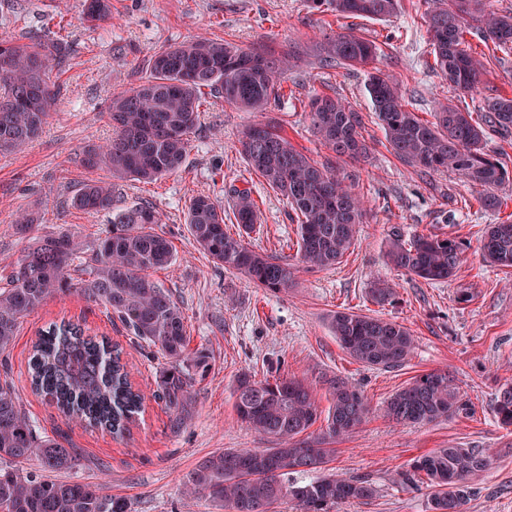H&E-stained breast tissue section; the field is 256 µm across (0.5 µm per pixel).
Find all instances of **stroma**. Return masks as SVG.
Listing matches in <instances>:
<instances>
[{
    "label": "stroma",
    "instance_id": "1",
    "mask_svg": "<svg viewBox=\"0 0 512 512\" xmlns=\"http://www.w3.org/2000/svg\"><path fill=\"white\" fill-rule=\"evenodd\" d=\"M83 3L0 0V36L23 43L60 37L69 47L65 62L52 70L61 94L43 134L20 151L0 154V281L26 245L14 230L23 212H37L38 234L63 229L85 249L94 248L111 215L76 210L68 198L87 182L113 179L107 168H88L80 159L88 147L111 139L113 96L143 81L156 51L203 36L277 55L288 52L292 58L285 98L256 112L205 98L179 171L149 184L116 182L117 208L148 202L161 213L159 230L172 242L176 259L151 278L182 308L190 349L208 356V371L193 386L195 415L182 430L171 432L167 410L152 396L165 358L132 341L104 307L78 295L52 298L21 324L0 381L11 383L40 432L77 451L80 465L66 472V479L104 485L107 494L128 502L130 512H224L209 500L188 496L185 481L213 453L269 445L237 420L231 396L236 377L244 372L258 380L338 375L362 390L371 412L337 441L333 465L338 472L367 477L378 493L369 501L338 504L333 512H426L425 490L396 484V474L414 458L451 445L486 448L492 455L489 467L470 480L466 512H512V426H503L494 412L498 390L512 383V268L487 264L481 253L486 226L512 215V182L498 188L507 205L493 213L479 208L475 189L458 173L424 174L400 162L365 96V68L326 64L323 45L339 32L373 41L379 49L376 67L396 79L407 109L425 120L448 100L474 112L485 96L512 97V50L466 34L467 46L485 53L488 64L478 90L462 93L432 67L425 0H400L397 12L383 20L336 15L327 0H112L111 20L94 25L84 21ZM318 94L341 97L359 112L368 146L365 158L343 165L348 185L366 202L364 222L342 263L323 270L300 263L296 215L250 171L239 143L245 128L268 125L315 161H326L331 153L308 118ZM234 184L249 185L258 206L247 244L295 268L286 290L259 288L224 270L198 249L189 232L185 217L199 195L222 206L227 228L236 230L229 193ZM428 232L462 242L463 263L452 280L432 284L387 264L385 246L392 234L407 239ZM377 278L395 284L392 303L370 301L368 288ZM339 311L402 323L416 339L411 356L394 368L357 362L330 332V318ZM64 320L123 346L131 381L146 396L129 434L118 437L68 421L32 392L27 366L32 344L38 331ZM432 370L449 373L473 413L407 425L387 417L389 397L413 376Z\"/></svg>",
    "mask_w": 512,
    "mask_h": 512
}]
</instances>
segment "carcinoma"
Wrapping results in <instances>:
<instances>
[{"label": "carcinoma", "mask_w": 512, "mask_h": 512, "mask_svg": "<svg viewBox=\"0 0 512 512\" xmlns=\"http://www.w3.org/2000/svg\"><path fill=\"white\" fill-rule=\"evenodd\" d=\"M338 15L382 20L391 16L397 0H328ZM112 18L111 0H85L88 23ZM427 33L434 64L448 85L460 92L476 90L486 57L463 47V28L485 42L512 49V12L486 8V0H440L426 12ZM330 61L371 67L364 85L386 142L404 164L426 172L463 175L478 191L480 207L496 211L501 199L495 189L509 179L501 161L484 150L486 129L472 113L448 103L425 123L409 111L396 81L373 67L378 47L367 38L338 33L324 46ZM67 55L54 40L18 43L0 37V153L15 150L42 131L57 98L49 82L52 67ZM291 55L245 49L196 37L163 48L149 59V77L112 98L109 119L115 134L103 146L84 154L91 167L104 165L112 177L150 182L178 171L200 121L202 89L245 110H258L280 97ZM482 111L494 130L512 133V98H484ZM309 117L314 133L338 160L366 153L361 118L341 98L319 95L311 100ZM241 153L251 170L285 197L298 217V255L309 268L341 262L363 223L365 208L346 185L348 176L326 162L318 164L287 137L268 126H252L240 139ZM234 214L240 230H224V210L208 197L195 198L186 223L197 246L229 271L246 274L272 292L288 287L293 271L288 263L250 248L244 236L257 221L256 203L247 187L232 186ZM115 184L93 181L70 198V206L88 213L112 215L104 237L90 259L67 231L31 239L9 266L7 284L0 286V354L12 346L19 325L48 299L76 293L104 306L136 340L155 348L167 365L155 378L154 398L170 415V429L180 430L195 409L192 383L208 371L202 350L187 352L184 314L170 292L150 274L172 264L175 249L156 232L161 216L155 207L114 209ZM482 251L498 267L512 268V221L488 225ZM462 243L436 234L409 240L395 234L386 250L388 262L409 275L431 283L452 278L462 262ZM396 292L376 282L369 297L391 303ZM330 328L342 348L371 368L404 364L414 337L392 320L352 312L332 316ZM122 350L109 339L86 334L79 324H52L38 334L29 359L34 390L52 402L70 421L104 427L116 435L128 431L141 412L144 395L133 389ZM328 393L327 414L317 401V385L295 378L257 381L240 374L232 385L238 421L269 439L272 448L226 449L201 460L188 475L186 490L204 494L226 512H270L287 498L296 512H332L345 500L368 501L377 494L369 479L338 475L329 467L336 449L331 444L362 424L369 414L364 395L348 380H322ZM448 373L420 374L391 396L386 414L399 424H419L468 413ZM494 411L512 425V384L502 387ZM321 432L310 439L297 436L318 419ZM37 457L50 472L76 468L75 449L44 436L21 410L11 386L0 384V512H128L125 499L104 493L95 483L34 475L19 464ZM490 454L484 448L450 446L424 454L396 481L411 489L429 488L428 512H465L472 490L469 480L485 470ZM317 473L309 482L289 480L294 473Z\"/></svg>", "instance_id": "cac0c4a2"}]
</instances>
